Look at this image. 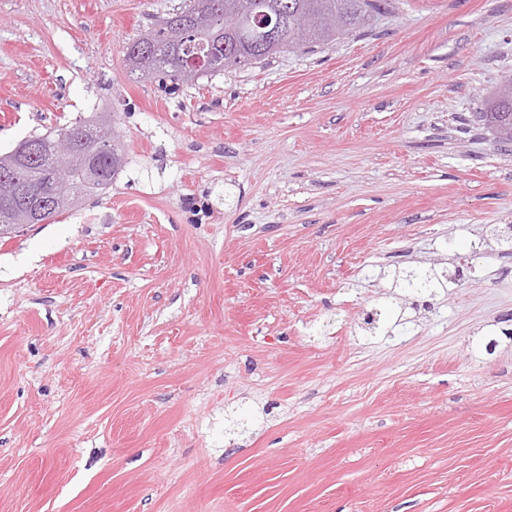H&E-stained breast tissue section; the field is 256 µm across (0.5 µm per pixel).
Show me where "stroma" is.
<instances>
[{
  "mask_svg": "<svg viewBox=\"0 0 512 512\" xmlns=\"http://www.w3.org/2000/svg\"><path fill=\"white\" fill-rule=\"evenodd\" d=\"M184 2L0 0V152L78 119L125 145L0 239V512H512V144L480 118L512 0L130 78ZM115 153L112 151V170L113 174L111 175V172L109 171L110 162L107 161V159H104L102 164V169L106 173V177L102 182H96L94 184L88 183L87 186L83 185L80 179V173L79 168L76 167L73 170V173L71 175V179L73 183L77 185V189L80 190V187H83V190L85 191V195H97L102 192H105L107 189L112 187V183L115 180V174L114 169L122 168L125 163V153H124V147L120 144L119 140H117V143H115ZM400 280L403 284V288H408L416 292L436 288L437 284L441 285L435 274L418 268L404 271Z\"/></svg>",
  "mask_w": 512,
  "mask_h": 512,
  "instance_id": "1",
  "label": "stroma"
}]
</instances>
